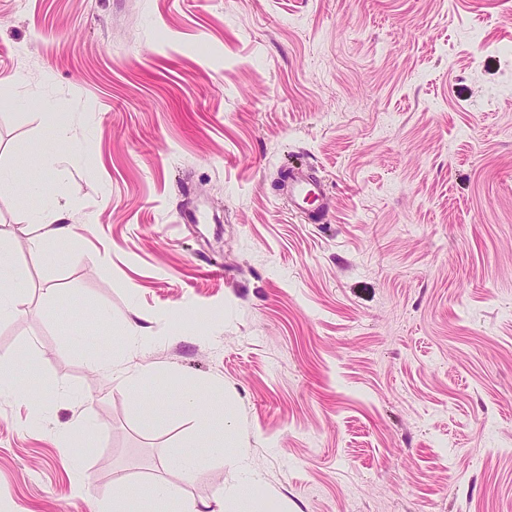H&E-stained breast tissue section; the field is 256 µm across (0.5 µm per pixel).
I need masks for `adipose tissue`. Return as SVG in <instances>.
Instances as JSON below:
<instances>
[{
  "instance_id": "adipose-tissue-1",
  "label": "adipose tissue",
  "mask_w": 512,
  "mask_h": 512,
  "mask_svg": "<svg viewBox=\"0 0 512 512\" xmlns=\"http://www.w3.org/2000/svg\"><path fill=\"white\" fill-rule=\"evenodd\" d=\"M45 180L39 175H25L20 170L0 171V192L24 191L25 195L39 199L38 216L45 227L40 240L47 254H54L72 235L68 217L55 198L46 193ZM28 287L25 274L13 263L9 253L0 248V317L12 316L19 299ZM183 412L195 416L196 430L177 447L167 449L162 465L175 469L183 480H191L203 461L216 458L233 463L241 480L232 494V502L242 512H268V498L259 496L258 477L249 468L248 455L243 443L232 429L233 416L220 394L203 395L199 385L186 384L180 397ZM112 498V512H141L142 498H149L154 512H168L181 498L178 487L164 481L150 485L147 496H140L135 484L125 476H118Z\"/></svg>"
}]
</instances>
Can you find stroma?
<instances>
[{
	"label": "stroma",
	"mask_w": 512,
	"mask_h": 512,
	"mask_svg": "<svg viewBox=\"0 0 512 512\" xmlns=\"http://www.w3.org/2000/svg\"><path fill=\"white\" fill-rule=\"evenodd\" d=\"M294 161L322 223L275 186ZM1 167L44 172L75 236L46 257L37 199L0 195L29 281L0 359L65 390L0 400V512H98L120 475L229 497L231 463L160 465L185 380L272 512H512V0H0ZM290 175L288 177V200L293 209H301L302 205L307 202L309 198L315 202L323 201L317 208V212L312 215V219L320 222L324 219L327 211L326 193L324 184L315 177L306 173L302 169L290 168Z\"/></svg>",
	"instance_id": "stroma-1"
}]
</instances>
